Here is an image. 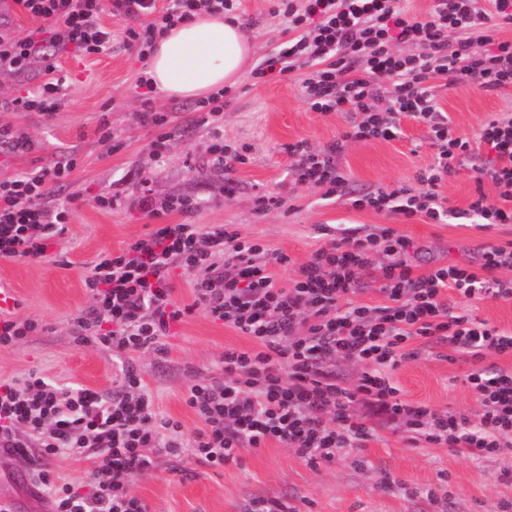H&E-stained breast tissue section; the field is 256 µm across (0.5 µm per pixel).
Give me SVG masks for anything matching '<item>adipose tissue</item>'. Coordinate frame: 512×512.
Masks as SVG:
<instances>
[{
  "label": "adipose tissue",
  "mask_w": 512,
  "mask_h": 512,
  "mask_svg": "<svg viewBox=\"0 0 512 512\" xmlns=\"http://www.w3.org/2000/svg\"><path fill=\"white\" fill-rule=\"evenodd\" d=\"M253 53L238 21L202 15L157 40L145 76L164 95L200 98L237 85Z\"/></svg>",
  "instance_id": "1"
}]
</instances>
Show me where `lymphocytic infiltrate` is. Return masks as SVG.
Here are the masks:
<instances>
[{
	"instance_id": "f902f5d3",
	"label": "lymphocytic infiltrate",
	"mask_w": 512,
	"mask_h": 512,
	"mask_svg": "<svg viewBox=\"0 0 512 512\" xmlns=\"http://www.w3.org/2000/svg\"><path fill=\"white\" fill-rule=\"evenodd\" d=\"M39 20L18 39L0 38V70L24 72L44 43L87 57L112 42L104 13L129 19L124 42L147 58L171 27L200 13L226 15L235 0H14ZM274 15L288 24L284 47L262 57L258 79L303 70L301 89L310 107L350 115L345 139H396L400 122L425 126L433 161L417 186L396 184L352 198L344 196L339 168L344 141L289 144L297 181L318 188L327 203L347 199L402 221L444 224L464 217L478 227L512 224V113L499 112L474 137L456 134L437 100L438 87L467 84L491 93L512 89V42L495 38L512 26V0H434L427 19L398 0H276ZM414 46L411 54L396 52ZM34 91L0 99V111L53 113L63 82L47 66ZM492 156L475 167L476 192L464 211L450 207L438 187L448 173L470 164L477 146ZM74 158L0 179V260L51 258L68 229V203L49 204L55 186L67 183ZM141 209L158 222L120 253H101L84 278L94 303L72 320L76 344L94 343L122 355L164 353L163 340L194 306H203L253 342L224 351L223 373L196 379L186 404L199 425L185 431L163 416L151 389L132 366L121 369L119 389L99 392L61 384L37 373L0 381V451L19 458L91 459L89 479L57 484L50 470L32 477L47 494L50 512H147L132 492L137 477L156 470L163 457L193 456L219 469L244 450L274 441L313 465L336 455L361 453L373 425L354 411L378 407L403 422L410 444L448 446L492 456L512 435V371L482 367L485 355L512 352V336L454 312L449 294L467 300L485 295L512 300V244L484 246L478 266L439 265L418 274L405 258L406 238L394 227L329 238L307 261L296 263L264 241L242 237L230 224L160 223L161 214L193 213L196 203L173 199L157 205L142 196ZM292 269L287 286L277 272ZM191 275L193 305L172 298L175 271ZM380 284L383 304L354 301L364 274ZM447 343L471 362L465 385L480 405L477 422L400 397L391 373L417 339ZM364 364L355 383L337 379V361Z\"/></svg>"
}]
</instances>
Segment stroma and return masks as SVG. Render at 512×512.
Returning a JSON list of instances; mask_svg holds the SVG:
<instances>
[{"label":"stroma","mask_w":512,"mask_h":512,"mask_svg":"<svg viewBox=\"0 0 512 512\" xmlns=\"http://www.w3.org/2000/svg\"><path fill=\"white\" fill-rule=\"evenodd\" d=\"M272 8V0L238 4L237 14L246 20L262 55L289 38ZM102 23L115 37L103 52L79 60L70 52L53 51L56 73L64 81L56 112H0V125L11 126L33 144L23 155L0 152V178L49 165L67 153L77 161L69 184L52 194L53 201H70L73 212L60 254L50 262L0 263V286L17 301V315L43 325L42 331L0 349V380L35 371L101 392L118 388L116 356L93 344L75 345L71 320L93 302L83 279L98 253L118 251L153 229V219L138 204L142 194L158 202H196L194 223L234 225L242 236L262 239L299 263L324 245L327 231L358 228L366 233L389 221L372 211L326 203L318 189L293 177L287 145L301 139L322 145L341 138L348 126L344 113L312 110L295 74L261 82L246 75L225 91L215 126L203 123L194 100L155 94L152 105L169 112L171 132L166 150L155 152V131L142 122L144 104L136 88L147 62L123 45L125 18L107 13ZM438 101L455 132L470 137L492 115L512 110V90L484 93L455 85L440 90ZM105 121L112 129L108 140L100 130ZM401 128L396 140L347 143L340 167L348 196L389 184L415 185L432 151L425 127L406 118ZM218 133L250 149L251 161L236 172L238 188L230 197L224 191V170L210 153ZM259 191L281 199V208L257 214ZM100 195L115 198V207L99 209L95 199ZM396 229L410 241L407 258L419 273L448 263H475L483 246L512 242V224L482 229L458 220L427 224L414 219L397 223ZM455 307L512 335V301L459 298ZM250 345L198 308L166 338L165 354L134 353L130 359L162 414L191 429L196 418L185 402L188 385L220 375L225 349ZM410 349L412 358L392 373L402 398L477 421L480 407L464 384L469 363L433 339L413 341ZM373 423L376 434L363 450V467L347 455L313 466L293 449L272 442L217 470L190 457L176 467L162 461L157 471L134 484L133 492L148 512H249L253 502L264 499L280 501L286 512H512V447L474 459L448 447H409L403 425L379 417ZM31 469L30 461L0 452V499L14 503L17 512H49L47 499L31 482Z\"/></svg>","instance_id":"35a3bbf8"}]
</instances>
